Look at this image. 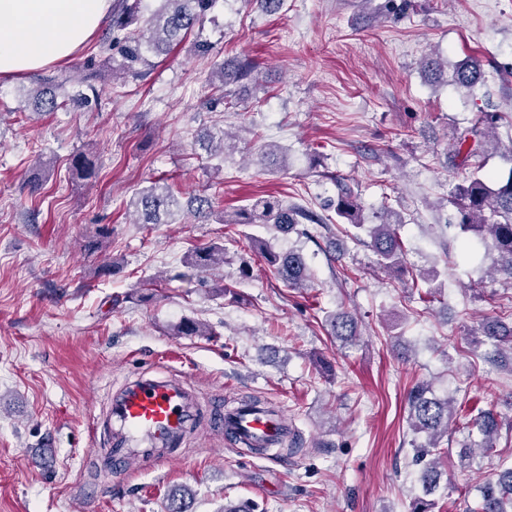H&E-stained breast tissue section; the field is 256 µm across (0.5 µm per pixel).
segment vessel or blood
<instances>
[{
    "instance_id": "b4317fda",
    "label": "vessel or blood",
    "mask_w": 512,
    "mask_h": 512,
    "mask_svg": "<svg viewBox=\"0 0 512 512\" xmlns=\"http://www.w3.org/2000/svg\"><path fill=\"white\" fill-rule=\"evenodd\" d=\"M106 419L111 428L108 463L113 475L179 457L180 446L197 427L199 413L190 384L182 379L142 377L125 383L113 396ZM210 425L227 441L272 448L288 425V414L249 407L213 406Z\"/></svg>"
}]
</instances>
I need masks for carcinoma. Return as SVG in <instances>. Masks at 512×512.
I'll list each match as a JSON object with an SVG mask.
<instances>
[{"mask_svg":"<svg viewBox=\"0 0 512 512\" xmlns=\"http://www.w3.org/2000/svg\"><path fill=\"white\" fill-rule=\"evenodd\" d=\"M157 7L149 8L148 0H113L110 27L103 38L105 50H117L109 56L107 69L114 79L129 75L143 76V68L153 65L151 58L168 55L172 47L183 42L193 31H200L218 0H155ZM413 9L412 0H384L373 8V18L390 13L406 15ZM102 68L90 62L82 78L76 80L68 73L46 76L40 79L34 95L24 101V106L34 112H55L66 106V102L84 103L89 96H99L98 87L107 85ZM255 71L252 62L232 57L217 64L212 74V83L218 95L207 101L216 108L230 97L231 85L241 86ZM484 79L482 62L469 57L457 64L452 83L459 89L471 93ZM501 120L497 115H487L483 125L459 134L455 142V157L462 167L485 152L486 131L496 127ZM200 145L214 158L225 154V133L206 130L199 135ZM95 164L87 154L73 158L72 171L79 177L89 178ZM474 169L449 192L448 202L458 214L455 227L461 232L473 231L477 242L464 245L469 255L478 249V244L491 243L495 254L491 257L492 268L512 284V175L504 182L478 176ZM130 205L140 216L142 224H166L173 211L179 208V200L166 179L150 182L135 193ZM188 211L197 219L208 222L215 215L213 197L205 193L190 196ZM346 228L345 236L356 244L370 247L380 266L399 268L405 263V251L399 235L402 224L400 215L391 207L384 206L376 212L377 224H368L364 210L356 197L344 193L337 202L329 204ZM329 217L297 204L288 205L277 197L261 198L239 209L234 215L224 217L226 224H264L279 232H292L300 224H316L330 230ZM265 263L271 267L281 281L290 288H304L311 283L306 260L298 249L275 251L263 239H253ZM224 264V247L207 245L196 249L191 255L190 265L197 269H210ZM502 318L484 323L483 344L488 346L485 355L489 359L509 355L512 359V324L504 322L512 318V299L500 305ZM330 335L342 342H351L360 336L358 318L348 312L339 311L329 316ZM408 422L414 434H425V440L413 443V462L420 466L419 482L423 496L416 498L411 512H430L432 503L426 496L437 488L440 474V446L448 436V426L456 420L458 412L454 399L440 398L428 381L416 382L408 392ZM469 430L467 448H479L489 454L496 447L501 423L489 410H481L466 422ZM471 512H512V461L500 458L497 466L480 487V501Z\"/></svg>","mask_w":512,"mask_h":512,"instance_id":"carcinoma-1","label":"carcinoma"}]
</instances>
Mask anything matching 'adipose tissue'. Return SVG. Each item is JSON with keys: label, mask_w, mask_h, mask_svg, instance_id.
<instances>
[{"label": "adipose tissue", "mask_w": 512, "mask_h": 512, "mask_svg": "<svg viewBox=\"0 0 512 512\" xmlns=\"http://www.w3.org/2000/svg\"><path fill=\"white\" fill-rule=\"evenodd\" d=\"M111 9L112 0H0V76L70 58Z\"/></svg>", "instance_id": "1"}]
</instances>
